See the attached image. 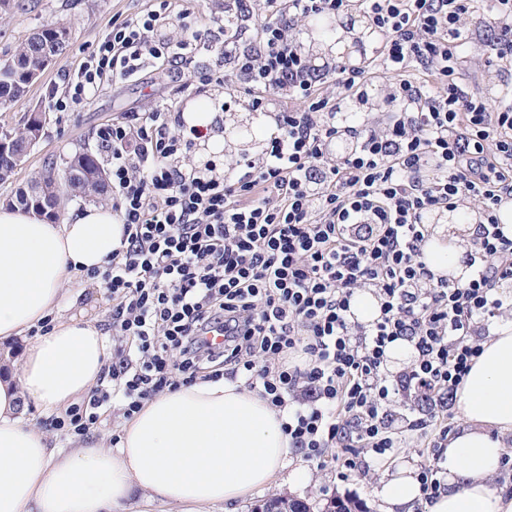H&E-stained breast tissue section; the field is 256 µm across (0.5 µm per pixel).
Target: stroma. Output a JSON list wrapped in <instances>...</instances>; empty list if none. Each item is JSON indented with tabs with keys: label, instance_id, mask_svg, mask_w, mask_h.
Instances as JSON below:
<instances>
[{
	"label": "stroma",
	"instance_id": "35a3bbf8",
	"mask_svg": "<svg viewBox=\"0 0 512 512\" xmlns=\"http://www.w3.org/2000/svg\"><path fill=\"white\" fill-rule=\"evenodd\" d=\"M28 13H10L0 17V60L7 57L17 44L24 41L41 26L66 24L72 31V40L61 60L48 68L34 83L27 96L9 106H0V129L19 125L27 112L40 109L49 122L44 137L33 148L27 162L10 177L0 181V205L6 204L17 188L32 174L51 161L64 164L76 152L95 151V128L110 122L126 112L146 111L160 97L171 94L172 86L161 65L146 68L137 78L104 83L89 104L76 112H56L49 105L52 96L63 95V72L80 65L88 45L95 42L113 22L133 16L150 5L149 0H33ZM496 32L477 28L471 42L462 50L466 59L463 75L467 85L482 90L490 97L502 96V61L487 63L482 50L487 42L495 40ZM427 457L422 441H411L406 447L382 463H372L369 472L354 471L340 474L335 464L320 467L307 462L299 453H292L274 490L263 489L236 504L233 512H253L271 494H280L306 502L310 512H324L331 498L351 497L366 507V512H385L379 496L383 483L406 467L420 470Z\"/></svg>",
	"mask_w": 512,
	"mask_h": 512
}]
</instances>
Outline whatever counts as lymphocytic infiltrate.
I'll list each match as a JSON object with an SVG mask.
<instances>
[{
	"mask_svg": "<svg viewBox=\"0 0 512 512\" xmlns=\"http://www.w3.org/2000/svg\"><path fill=\"white\" fill-rule=\"evenodd\" d=\"M353 4L400 77L380 119L367 70L315 68L299 43L308 22ZM475 21L471 0H224L201 30L177 0H152L92 43L65 71L55 111H77L104 82L160 62L174 69L176 95L224 88L274 130L259 155L202 161L195 149L222 121L187 125L166 100L97 129L123 238L86 278L112 297V357L51 427L85 437L111 403L130 419L178 386L240 380L278 411L292 450L320 466L331 457L366 472L404 435L435 428L420 486L427 501L447 490L440 411L512 284V238L496 215L499 197L512 196V101L491 103L462 76ZM411 68L433 85L405 79ZM440 210L478 215L467 282L425 261L427 220ZM363 293L379 306L368 323L351 314ZM399 341L414 356L392 379L385 366ZM409 385L437 408L432 421L398 424L391 407Z\"/></svg>",
	"mask_w": 512,
	"mask_h": 512,
	"instance_id": "1",
	"label": "lymphocytic infiltrate"
}]
</instances>
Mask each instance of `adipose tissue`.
Here are the masks:
<instances>
[{
	"mask_svg": "<svg viewBox=\"0 0 512 512\" xmlns=\"http://www.w3.org/2000/svg\"><path fill=\"white\" fill-rule=\"evenodd\" d=\"M122 230L108 205L62 224L0 205V512H126L137 491L176 512H214L274 485L284 467L277 411L225 380L156 396L113 445L64 450L30 423L29 407L58 415L88 393L110 355L97 322L61 315L60 301L75 277L106 265ZM455 403L468 427L448 439V490L428 512H512V497L487 483L512 434V321L483 343Z\"/></svg>",
	"mask_w": 512,
	"mask_h": 512,
	"instance_id": "ef3b65f1",
	"label": "adipose tissue"
}]
</instances>
